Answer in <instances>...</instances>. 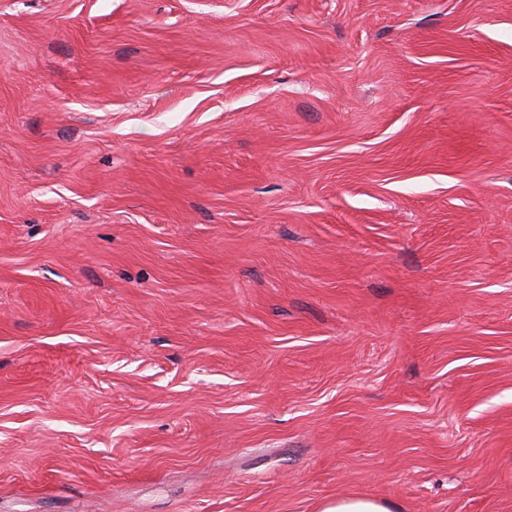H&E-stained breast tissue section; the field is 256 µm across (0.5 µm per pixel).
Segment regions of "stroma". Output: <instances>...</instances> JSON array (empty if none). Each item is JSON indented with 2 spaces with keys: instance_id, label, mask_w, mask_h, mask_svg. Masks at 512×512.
Returning a JSON list of instances; mask_svg holds the SVG:
<instances>
[{
  "instance_id": "35a3bbf8",
  "label": "stroma",
  "mask_w": 512,
  "mask_h": 512,
  "mask_svg": "<svg viewBox=\"0 0 512 512\" xmlns=\"http://www.w3.org/2000/svg\"><path fill=\"white\" fill-rule=\"evenodd\" d=\"M512 512V0H0V512ZM318 512H393V506L370 496L348 495L325 502Z\"/></svg>"
}]
</instances>
